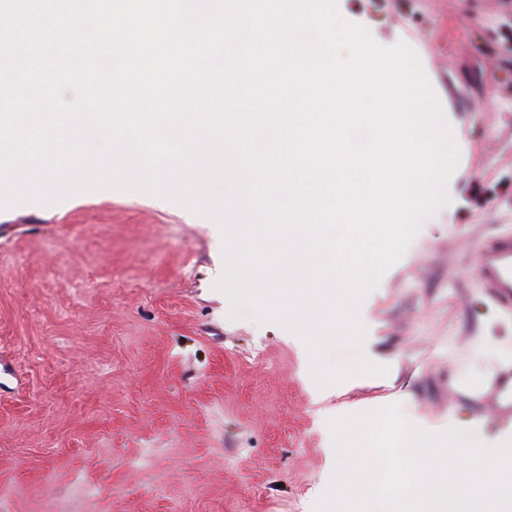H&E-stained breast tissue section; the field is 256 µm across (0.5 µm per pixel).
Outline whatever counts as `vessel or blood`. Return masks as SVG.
I'll return each mask as SVG.
<instances>
[{"mask_svg":"<svg viewBox=\"0 0 512 512\" xmlns=\"http://www.w3.org/2000/svg\"><path fill=\"white\" fill-rule=\"evenodd\" d=\"M477 275L487 294L512 310V234L486 239L479 251ZM489 394L499 414H512V366L499 370Z\"/></svg>","mask_w":512,"mask_h":512,"instance_id":"b4317fda","label":"vessel or blood"}]
</instances>
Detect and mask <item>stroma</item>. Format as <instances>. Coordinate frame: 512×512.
Masks as SVG:
<instances>
[{
  "instance_id": "35a3bbf8",
  "label": "stroma",
  "mask_w": 512,
  "mask_h": 512,
  "mask_svg": "<svg viewBox=\"0 0 512 512\" xmlns=\"http://www.w3.org/2000/svg\"><path fill=\"white\" fill-rule=\"evenodd\" d=\"M417 54L460 131L449 205L364 300L387 375L319 387L304 341L230 319L217 223L149 194L0 209V512H314L331 421L391 403L512 433L482 395L512 313L476 274L512 232V0H337Z\"/></svg>"
}]
</instances>
